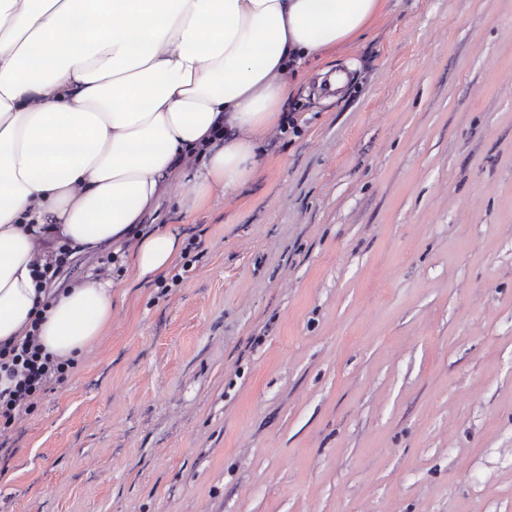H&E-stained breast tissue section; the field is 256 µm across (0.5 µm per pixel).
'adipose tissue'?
<instances>
[{
    "label": "adipose tissue",
    "instance_id": "1",
    "mask_svg": "<svg viewBox=\"0 0 512 512\" xmlns=\"http://www.w3.org/2000/svg\"><path fill=\"white\" fill-rule=\"evenodd\" d=\"M386 2L0 0V341L24 339L40 311L48 352L88 353L119 291L88 272L46 300L43 241L166 278L181 238L136 226L178 181L195 205L250 184L293 73L334 60Z\"/></svg>",
    "mask_w": 512,
    "mask_h": 512
}]
</instances>
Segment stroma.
I'll return each mask as SVG.
<instances>
[{"mask_svg":"<svg viewBox=\"0 0 512 512\" xmlns=\"http://www.w3.org/2000/svg\"><path fill=\"white\" fill-rule=\"evenodd\" d=\"M0 445V512H512V0H389Z\"/></svg>","mask_w":512,"mask_h":512,"instance_id":"1","label":"stroma"}]
</instances>
